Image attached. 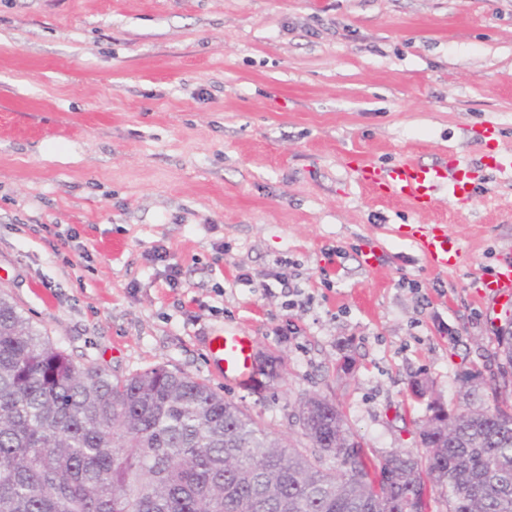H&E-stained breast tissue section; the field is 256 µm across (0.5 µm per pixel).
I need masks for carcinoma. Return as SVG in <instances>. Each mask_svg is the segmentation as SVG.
<instances>
[{
    "label": "carcinoma",
    "instance_id": "cac0c4a2",
    "mask_svg": "<svg viewBox=\"0 0 512 512\" xmlns=\"http://www.w3.org/2000/svg\"><path fill=\"white\" fill-rule=\"evenodd\" d=\"M512 369V328L498 336ZM425 453L369 458L314 396L286 443L165 366H78L0 293V512H512V409L432 407Z\"/></svg>",
    "mask_w": 512,
    "mask_h": 512
}]
</instances>
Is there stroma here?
<instances>
[{
  "mask_svg": "<svg viewBox=\"0 0 512 512\" xmlns=\"http://www.w3.org/2000/svg\"><path fill=\"white\" fill-rule=\"evenodd\" d=\"M488 124L512 150V0H0V291L77 365L206 379L289 441L321 396L375 456L420 453L432 404L512 398V305L476 295L512 246V180L420 214L351 158H475ZM398 224L447 225L459 264ZM227 327L278 357L265 389L215 373Z\"/></svg>",
  "mask_w": 512,
  "mask_h": 512,
  "instance_id": "1",
  "label": "stroma"
}]
</instances>
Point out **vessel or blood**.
I'll list each match as a JSON object with an SVG mask.
<instances>
[{"label":"vessel or blood","mask_w":512,"mask_h":512,"mask_svg":"<svg viewBox=\"0 0 512 512\" xmlns=\"http://www.w3.org/2000/svg\"><path fill=\"white\" fill-rule=\"evenodd\" d=\"M483 169L512 178V152L484 153L475 160L454 155L430 164L408 159L390 167L362 160L357 163L355 173L359 183L377 196L406 202L418 211H428L443 195L452 203L474 200L478 189L475 174ZM396 232L418 248L431 268L448 267L453 248L445 225L402 224ZM481 297L492 303L512 301V253L502 257L498 272L485 283ZM208 348L213 366L225 378L245 383L254 377L255 347L252 337L242 335L237 329L227 328L211 338Z\"/></svg>","instance_id":"obj_1"}]
</instances>
